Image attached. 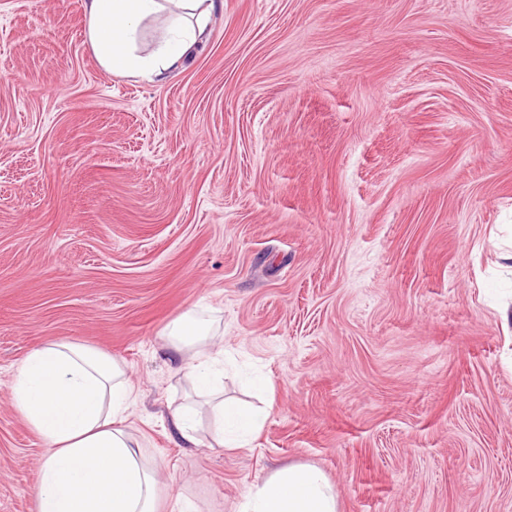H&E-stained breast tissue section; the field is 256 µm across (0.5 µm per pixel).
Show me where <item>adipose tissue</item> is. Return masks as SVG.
<instances>
[{"label":"adipose tissue","instance_id":"ef3b65f1","mask_svg":"<svg viewBox=\"0 0 512 512\" xmlns=\"http://www.w3.org/2000/svg\"><path fill=\"white\" fill-rule=\"evenodd\" d=\"M87 39L98 63L118 74L163 82L199 45L217 0H84ZM164 17L151 50L137 46L146 22ZM212 323L189 310L165 331L176 357L192 356L195 394L209 407L217 446L242 447L266 423L263 412L225 398L210 366ZM132 396L121 363L104 350L70 340L33 349L14 369L11 398L51 448L37 489V512H157V481L140 443L123 427ZM238 512H339L321 469L291 465L251 485Z\"/></svg>","mask_w":512,"mask_h":512}]
</instances>
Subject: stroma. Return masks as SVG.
Returning a JSON list of instances; mask_svg holds the SVG:
<instances>
[{
	"instance_id": "stroma-1",
	"label": "stroma",
	"mask_w": 512,
	"mask_h": 512,
	"mask_svg": "<svg viewBox=\"0 0 512 512\" xmlns=\"http://www.w3.org/2000/svg\"><path fill=\"white\" fill-rule=\"evenodd\" d=\"M191 308L250 448L171 422ZM57 339L125 364L158 512L301 464L339 512H512V0H223L161 83L82 0H0V512H36L10 383Z\"/></svg>"
}]
</instances>
